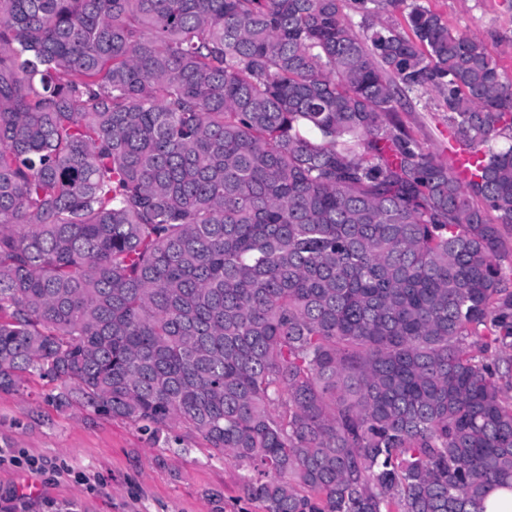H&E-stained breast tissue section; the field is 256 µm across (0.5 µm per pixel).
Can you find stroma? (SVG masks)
<instances>
[{
	"label": "stroma",
	"instance_id": "35a3bbf8",
	"mask_svg": "<svg viewBox=\"0 0 512 512\" xmlns=\"http://www.w3.org/2000/svg\"><path fill=\"white\" fill-rule=\"evenodd\" d=\"M456 31L484 40L512 74V0H425ZM423 146L448 158V114L436 94L409 96L400 112ZM34 378L0 391V449L41 459L31 472L0 463V512H261L241 492L244 471L210 457L196 435L152 443L129 421L47 402Z\"/></svg>",
	"mask_w": 512,
	"mask_h": 512
}]
</instances>
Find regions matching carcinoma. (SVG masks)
<instances>
[{"instance_id": "cac0c4a2", "label": "carcinoma", "mask_w": 512, "mask_h": 512, "mask_svg": "<svg viewBox=\"0 0 512 512\" xmlns=\"http://www.w3.org/2000/svg\"><path fill=\"white\" fill-rule=\"evenodd\" d=\"M344 2L0 0V391L180 425L263 512H486L512 75L419 0ZM430 91L481 182L400 120Z\"/></svg>"}]
</instances>
